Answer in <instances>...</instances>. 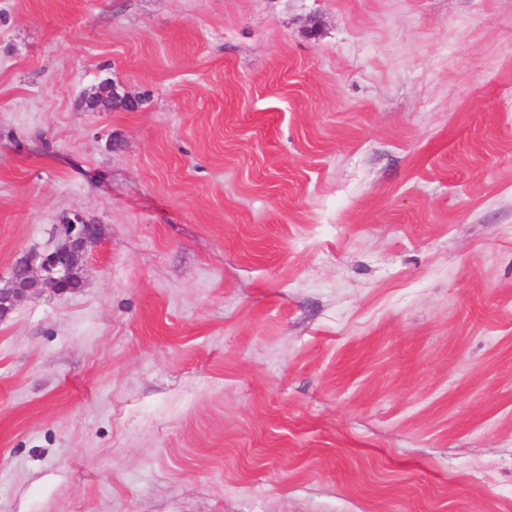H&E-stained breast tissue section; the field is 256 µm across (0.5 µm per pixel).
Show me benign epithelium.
I'll return each instance as SVG.
<instances>
[{
    "label": "benign epithelium",
    "mask_w": 512,
    "mask_h": 512,
    "mask_svg": "<svg viewBox=\"0 0 512 512\" xmlns=\"http://www.w3.org/2000/svg\"><path fill=\"white\" fill-rule=\"evenodd\" d=\"M54 247L42 253H29L12 266L5 285L0 288V321L18 304L51 288L59 294L67 291L72 273L89 245L100 239V227L88 224L75 214L53 225Z\"/></svg>",
    "instance_id": "1"
}]
</instances>
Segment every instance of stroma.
<instances>
[{"instance_id":"1","label":"stroma","mask_w":512,"mask_h":512,"mask_svg":"<svg viewBox=\"0 0 512 512\" xmlns=\"http://www.w3.org/2000/svg\"><path fill=\"white\" fill-rule=\"evenodd\" d=\"M74 212L0 512H512V0H0V278Z\"/></svg>"}]
</instances>
